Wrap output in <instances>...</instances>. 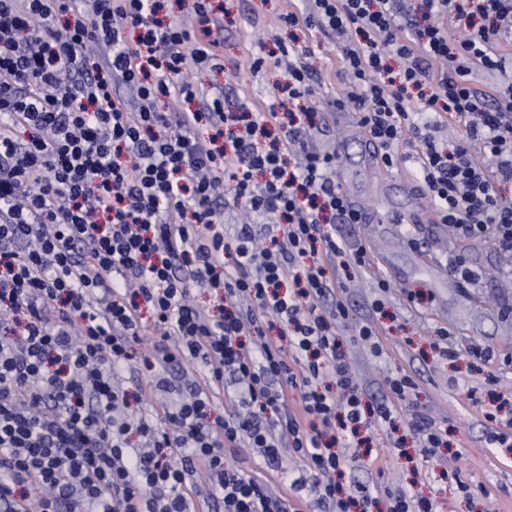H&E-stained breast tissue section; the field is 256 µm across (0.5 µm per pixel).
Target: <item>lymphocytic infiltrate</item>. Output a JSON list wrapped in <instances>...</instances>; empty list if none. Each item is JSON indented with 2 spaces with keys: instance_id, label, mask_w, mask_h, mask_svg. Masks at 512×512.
<instances>
[{
  "instance_id": "obj_1",
  "label": "lymphocytic infiltrate",
  "mask_w": 512,
  "mask_h": 512,
  "mask_svg": "<svg viewBox=\"0 0 512 512\" xmlns=\"http://www.w3.org/2000/svg\"><path fill=\"white\" fill-rule=\"evenodd\" d=\"M163 6L0 0V512H285L226 464L244 443L290 489L358 512L369 494L344 487L345 451L398 411L363 405L346 307L322 305L367 252L339 232L363 216L331 177L336 154L287 109L315 114L310 51L280 45L274 100L230 112L209 80L224 69L214 0H192L190 29ZM283 21L336 36L343 100L380 166L415 161L438 223L511 254L497 186L512 182V83L479 82L512 71V0H307ZM451 113L463 134L448 149L434 133ZM234 209L257 221L231 237ZM148 323L156 340L135 356ZM134 360L144 394L175 391L174 368L206 382L134 414L116 381Z\"/></svg>"
}]
</instances>
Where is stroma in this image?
<instances>
[{
	"label": "stroma",
	"mask_w": 512,
	"mask_h": 512,
	"mask_svg": "<svg viewBox=\"0 0 512 512\" xmlns=\"http://www.w3.org/2000/svg\"><path fill=\"white\" fill-rule=\"evenodd\" d=\"M224 10V71L213 82L224 88V104L257 109L268 102L281 68L267 65L252 72L250 58L260 43L272 39L298 41L308 47V63L319 80L312 101L321 116L322 133L313 144L322 152H337L336 182L364 221L344 224L340 230L352 246L365 247L368 264L362 276L347 279L338 270L343 288L336 294L346 304L349 317L340 328L350 372L364 403L385 402L402 412L396 424L405 438V454L389 445L387 429L370 426L366 448L349 451L342 482L347 489L369 487L373 501L368 512H387L391 493L410 487L432 503V512H512V447L491 448L485 439L483 412L468 400V388L484 383L485 373L495 374L498 391L512 390V368L490 365L482 373L470 365L469 351L477 344L495 348L498 356H512V277L507 265L512 256L492 242L452 235L440 224H421L412 237L401 236L396 218L417 210L432 215L424 192L411 189L409 177L415 162L392 169L380 168L353 110L337 111L343 94L341 53L320 28L298 30L282 25L288 11H301L303 0H222ZM450 266L462 260L477 279L459 288H431L418 267L420 255ZM387 281L380 289L378 281ZM382 311H374L375 300ZM373 322L374 344L361 342L358 328ZM445 327L455 348L454 360L438 356L433 348L435 331ZM406 374L417 388L398 401L386 383L388 377ZM431 416L448 431V441L458 455L452 464L473 493L465 495L455 485L442 482L438 460L426 457L407 424L414 412Z\"/></svg>",
	"instance_id": "1"
}]
</instances>
